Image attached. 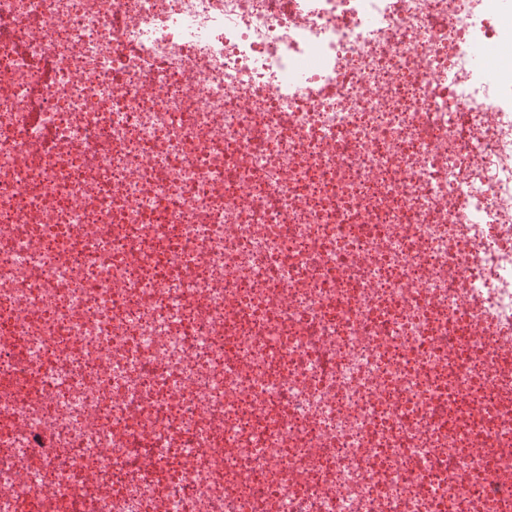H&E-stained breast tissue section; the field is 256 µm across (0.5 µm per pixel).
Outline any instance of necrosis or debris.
I'll return each instance as SVG.
<instances>
[{"instance_id": "4bbe7bcc", "label": "necrosis or debris", "mask_w": 512, "mask_h": 512, "mask_svg": "<svg viewBox=\"0 0 512 512\" xmlns=\"http://www.w3.org/2000/svg\"><path fill=\"white\" fill-rule=\"evenodd\" d=\"M506 18L0 0V512H512Z\"/></svg>"}]
</instances>
